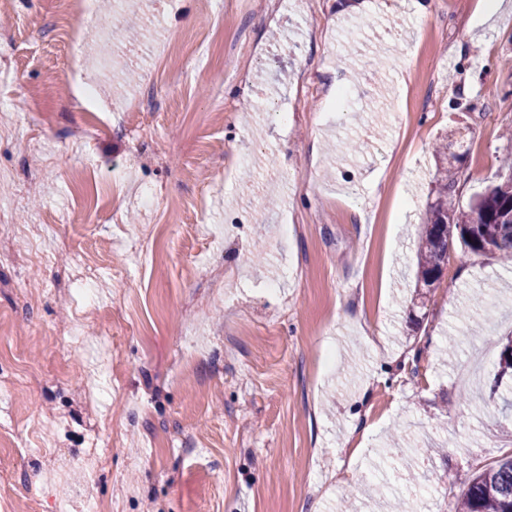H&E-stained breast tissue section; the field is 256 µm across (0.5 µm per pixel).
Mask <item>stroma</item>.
Wrapping results in <instances>:
<instances>
[{"instance_id": "35a3bbf8", "label": "stroma", "mask_w": 512, "mask_h": 512, "mask_svg": "<svg viewBox=\"0 0 512 512\" xmlns=\"http://www.w3.org/2000/svg\"><path fill=\"white\" fill-rule=\"evenodd\" d=\"M416 1L0 6V512H456L512 455V264L455 243L415 288L435 144L463 206L512 150V0Z\"/></svg>"}]
</instances>
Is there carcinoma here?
<instances>
[{"instance_id":"obj_1","label":"carcinoma","mask_w":512,"mask_h":512,"mask_svg":"<svg viewBox=\"0 0 512 512\" xmlns=\"http://www.w3.org/2000/svg\"><path fill=\"white\" fill-rule=\"evenodd\" d=\"M456 151H451V148ZM451 151L454 163L437 169L435 197L427 203L425 224L419 239L417 258V285H428L438 280L449 243L458 238L464 248L476 255H490L512 261V195L502 191L501 184L489 187L478 195L467 208L457 202V186L462 163L468 154L466 140H449L438 146V152ZM497 377L512 379V339L502 348ZM457 512H512V456L476 475L457 503Z\"/></svg>"}]
</instances>
